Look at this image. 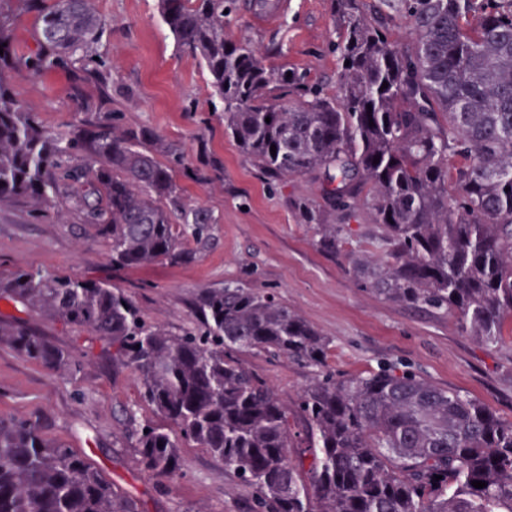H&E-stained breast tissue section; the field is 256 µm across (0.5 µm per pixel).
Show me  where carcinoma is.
Masks as SVG:
<instances>
[{
	"label": "carcinoma",
	"instance_id": "obj_1",
	"mask_svg": "<svg viewBox=\"0 0 512 512\" xmlns=\"http://www.w3.org/2000/svg\"><path fill=\"white\" fill-rule=\"evenodd\" d=\"M332 2L333 93L224 37L237 0H158V9L205 69L224 133L243 155L273 180L319 183L322 201L293 203L298 222L315 225L319 250L342 256L383 299L453 311L464 334L494 346L512 321V0H373L368 10L364 0ZM94 3H41L28 57L13 49L12 17L0 9V206L24 201L42 218L65 196L112 239L113 265L184 259L174 225L205 243L214 220L176 183L177 147L145 146L146 132L120 128L119 113L102 107L59 142L13 93L14 81L78 52L109 93L112 75L92 54L104 25ZM397 17L411 30L404 44L388 36ZM79 152L93 165L62 163ZM364 210L373 222L366 255L349 236ZM0 301L90 329L112 347L114 369L139 377L142 402L172 424L126 411L140 470L161 487L180 475L191 441L254 490V512H512V421L395 366L336 375L326 368L329 339L270 292L209 290L197 325L177 335L147 323L105 281L16 271L0 277ZM0 346L50 371L77 370L70 351L14 317L0 318ZM253 350L315 369L297 405L302 430L241 359ZM301 443L308 464L292 457ZM0 512L142 505L37 423L0 417Z\"/></svg>",
	"mask_w": 512,
	"mask_h": 512
}]
</instances>
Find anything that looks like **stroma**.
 Wrapping results in <instances>:
<instances>
[{
  "label": "stroma",
  "mask_w": 512,
  "mask_h": 512,
  "mask_svg": "<svg viewBox=\"0 0 512 512\" xmlns=\"http://www.w3.org/2000/svg\"><path fill=\"white\" fill-rule=\"evenodd\" d=\"M105 22L95 47L112 68V109L122 129H148L174 144L185 169L174 172L188 200L215 222L203 244L184 238L189 261L145 267L113 266L108 237L86 224L72 201L34 221L22 203L0 207V276L21 269L46 278L70 275L123 289L148 322L174 334L192 327L202 292L227 284L272 292L330 341L327 365L339 375L377 371L387 363L417 372L443 388L476 399L512 421V335L494 347L465 336L455 313L396 305L363 289L341 259L316 246L313 225L297 223L298 197H318L317 185L298 176L270 183L224 134V105L210 95L196 58L177 48L157 0H96ZM225 31L249 40L271 68L296 67L335 87L337 38L332 0H292L275 25L230 15ZM78 67L57 69L13 84L17 99L55 137H67L97 104V82ZM20 318L79 362L73 375L53 374L0 347V417L38 421L44 433L88 456L114 483L136 496L143 512H250L252 492L234 472L195 443L181 448L182 474L156 487L139 470L125 434V410L138 421L162 418L140 400L141 384L128 370L113 371L107 345L89 329L53 321L0 301V314ZM246 364L264 376L288 412L313 378L286 357L252 351Z\"/></svg>",
  "instance_id": "obj_1"
}]
</instances>
